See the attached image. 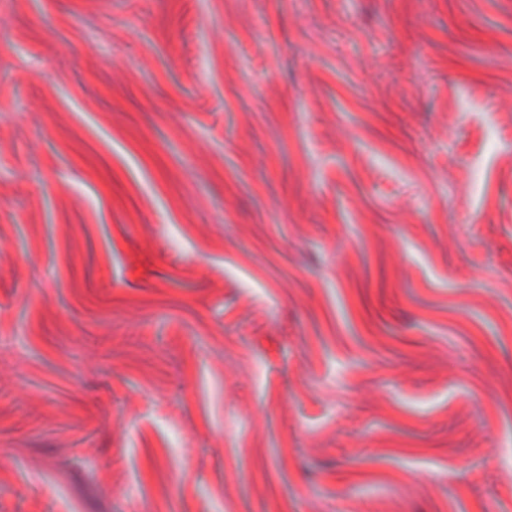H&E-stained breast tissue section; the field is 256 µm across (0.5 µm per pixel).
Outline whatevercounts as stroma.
I'll use <instances>...</instances> for the list:
<instances>
[{"mask_svg": "<svg viewBox=\"0 0 512 512\" xmlns=\"http://www.w3.org/2000/svg\"><path fill=\"white\" fill-rule=\"evenodd\" d=\"M0 512H512V0H0Z\"/></svg>", "mask_w": 512, "mask_h": 512, "instance_id": "35a3bbf8", "label": "stroma"}]
</instances>
